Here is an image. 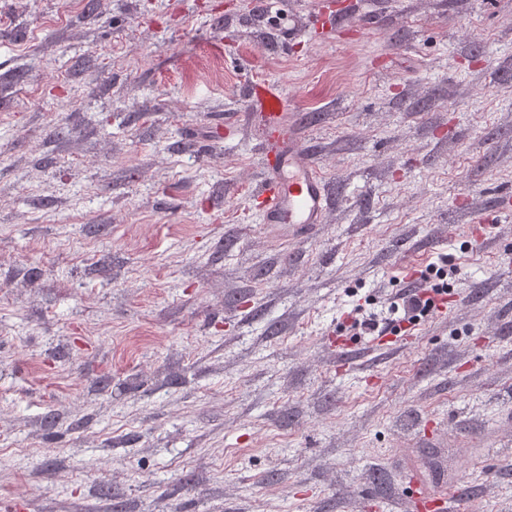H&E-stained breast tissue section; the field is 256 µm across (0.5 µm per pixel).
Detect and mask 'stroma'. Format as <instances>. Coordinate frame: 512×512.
Returning <instances> with one entry per match:
<instances>
[{"label":"stroma","mask_w":512,"mask_h":512,"mask_svg":"<svg viewBox=\"0 0 512 512\" xmlns=\"http://www.w3.org/2000/svg\"><path fill=\"white\" fill-rule=\"evenodd\" d=\"M88 1L0 0V512H512V0ZM441 258L444 312L350 334ZM270 118L269 137L262 155L264 184L257 193L263 204L266 223L297 231L313 230L324 224L330 200L327 181L293 134L278 124L285 98L277 90L265 88L259 97Z\"/></svg>","instance_id":"obj_1"}]
</instances>
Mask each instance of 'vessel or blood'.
Returning a JSON list of instances; mask_svg holds the SVG:
<instances>
[{
	"instance_id": "b4317fda",
	"label": "vessel or blood",
	"mask_w": 512,
	"mask_h": 512,
	"mask_svg": "<svg viewBox=\"0 0 512 512\" xmlns=\"http://www.w3.org/2000/svg\"><path fill=\"white\" fill-rule=\"evenodd\" d=\"M260 101L270 118L262 156L264 184L258 193L266 221L292 233L313 230L326 221L327 181L293 132L278 124L285 107L282 93L264 89Z\"/></svg>"
}]
</instances>
